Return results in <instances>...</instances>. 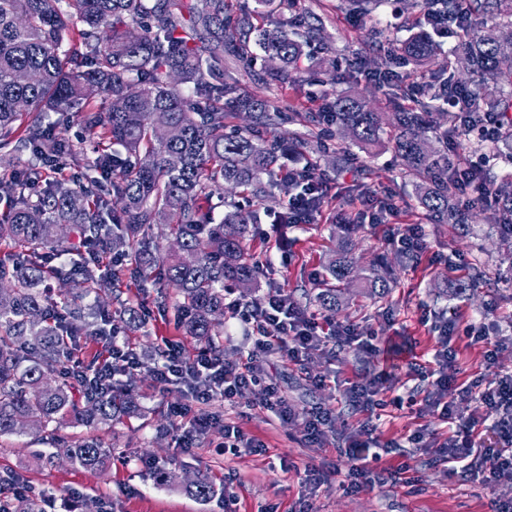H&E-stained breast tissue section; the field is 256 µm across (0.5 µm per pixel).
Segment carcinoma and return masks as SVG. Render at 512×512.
<instances>
[{
  "instance_id": "carcinoma-1",
  "label": "carcinoma",
  "mask_w": 512,
  "mask_h": 512,
  "mask_svg": "<svg viewBox=\"0 0 512 512\" xmlns=\"http://www.w3.org/2000/svg\"><path fill=\"white\" fill-rule=\"evenodd\" d=\"M417 14L440 9L457 18V48L439 58L435 31L407 19L413 33L385 47V65L405 64L415 71L438 72L452 80L457 65L470 73L469 112H512V68L498 61V45L512 41V0H413ZM322 26L320 17L261 26L248 11L228 12L226 0H0V148L17 163L0 171V198L8 201L0 215V239L13 249L0 256V438L31 434L49 445L39 453L44 467L64 458L96 473L106 470L112 451L97 437L70 435L66 426L112 425L140 411L135 388L112 382L106 390L80 386L65 376L64 364L84 336L98 349L108 345L106 325L129 311L117 288L124 270L107 268L93 249L126 246L131 254L152 260L147 275L158 288L156 302L186 312L187 335L218 355L224 327V288L257 287L261 269L250 257L255 225L273 185H300L284 160L326 151L316 140L278 129L300 121L323 131L336 123L365 150L384 146L400 159L406 175L416 179L418 203L430 224L453 223L462 238L471 234L468 218L454 207L448 181V155L435 143L448 130L430 98L413 99L406 78L388 84L401 102L394 121L385 122L355 89L336 92L330 114L277 108L241 91L234 78L214 89L209 79L224 70V55L236 69L250 73L254 49L278 59V66L257 74L269 80L296 82L304 46ZM132 28L139 40H128ZM59 115L58 124L77 118L97 149L94 167L112 170V179L50 176V164L62 154L81 151L42 114ZM239 112L252 119L244 130L226 131ZM439 133L430 139L426 132ZM143 155L132 164L116 150ZM226 184L250 197L256 208L228 210L219 222L210 217L212 188ZM500 223L512 225V176L498 188ZM164 225L180 251L161 254L154 226ZM337 250L318 284L316 302L325 312L344 302L340 283L359 282L372 298L391 288L387 272L375 267L356 277L353 234L344 221ZM75 252L77 262L50 265L49 256ZM81 276V288L56 299L50 279L67 282ZM109 285V300L98 291ZM94 297L89 304L87 299ZM157 483L179 489L199 502L216 494L212 480H193L176 468H161Z\"/></svg>"
}]
</instances>
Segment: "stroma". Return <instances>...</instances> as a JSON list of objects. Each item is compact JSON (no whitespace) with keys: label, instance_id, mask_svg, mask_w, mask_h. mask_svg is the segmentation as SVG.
<instances>
[{"label":"stroma","instance_id":"stroma-1","mask_svg":"<svg viewBox=\"0 0 512 512\" xmlns=\"http://www.w3.org/2000/svg\"><path fill=\"white\" fill-rule=\"evenodd\" d=\"M297 9L319 15L323 24L311 43V57L302 62L301 82L261 83L240 71L236 79L257 98L301 112L321 111L324 100L354 82L360 91L371 94L379 111H388L384 91L374 90L366 77L380 61L370 34L379 28L384 38L406 39L410 31L402 22L412 13L410 0H382L375 12L358 20L348 14L342 0H299ZM314 174L335 185V199L324 206L322 218L315 223L285 228L273 222L272 215L284 200L280 189H273L265 203L269 214L251 245L255 258L266 268L248 300L265 301L276 288L300 300L314 290L338 239L329 217L353 215L363 195L395 204L402 224L421 223L415 184L404 176L391 150L376 148L366 153L352 146L350 139L339 137L328 155L318 159ZM472 224L473 235L462 238L453 225L421 223L429 250L415 260L406 259L403 250L390 244V224L358 229L359 271H366L375 258H385L395 276L394 286L385 298L369 299L360 296L357 285H348L346 303L335 319L371 328L376 350L360 354L347 349L331 360L314 357L301 369L274 363L271 371L287 391L295 418L283 421L258 408L262 389L256 386L234 401H214L210 410L218 415V423L197 437L190 450L180 453L170 430L169 409L186 404V397L174 387L160 391L146 370L137 369L127 378L139 394L141 416L113 427L79 429L80 434L111 444L112 465L107 471H86L64 460L53 468H41L35 458L41 444L26 434L0 443V470L14 471L34 486L48 489L55 497V512H81L83 505L98 503L103 504V512H224L223 496L200 502L156 484L155 471L170 466L190 476L203 473L230 483L237 498L236 512H488L491 501L512 502V482L487 487L473 478L451 477L433 464L430 453L403 454L396 449L383 454L380 464L404 468L406 484L353 495L343 487L339 473L347 465L346 458L337 457L332 448L307 443L302 436L301 417L314 407L337 409L336 436H343L354 422L340 408L341 392L330 386L313 388L311 379L333 375L342 380L356 371L377 374L388 367L395 369L414 404L400 410L385 407L378 422L380 441L402 442L420 429L439 440L447 435V425L423 407L426 382L411 372L412 363H428L436 349L435 335L425 322L428 311L452 310L464 321L484 320L512 334V243L492 231L484 217L474 218ZM113 325L147 361L166 338L180 342L185 355L199 349L170 311H153L141 329L129 327L123 319L114 320ZM486 351L480 342L463 346L461 362L449 367V375L487 383L495 374H512V346L497 351L490 370L484 366ZM228 423L266 443L265 454H216ZM313 466L325 472L324 480L314 487L305 482L306 471Z\"/></svg>","mask_w":512,"mask_h":512}]
</instances>
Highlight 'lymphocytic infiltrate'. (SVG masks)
<instances>
[{
	"label": "lymphocytic infiltrate",
	"mask_w": 512,
	"mask_h": 512,
	"mask_svg": "<svg viewBox=\"0 0 512 512\" xmlns=\"http://www.w3.org/2000/svg\"><path fill=\"white\" fill-rule=\"evenodd\" d=\"M411 83L419 95L436 91L438 98L454 115L450 138L461 136L465 139L461 159L452 161L448 166L461 203L493 206L494 194L486 179V171L496 159L491 147L497 142L504 123L502 114L484 112L475 117L464 112L468 89L451 92L447 88L436 87L434 77L416 76ZM225 311L233 326L239 327L244 340L250 344L245 362L225 363L208 351L189 357L178 342L168 339L164 342L161 360L149 365L158 388L164 390L171 385L180 386L200 408L199 413L193 415L183 407L170 411L172 429L182 446L206 433L216 423V416L204 413L205 405L219 398L234 399L243 390L254 386L262 387L264 391L261 408L274 412L282 420L294 418L295 412L287 396L267 370L271 359L300 367L315 354L331 355L345 347L360 352L374 348L373 336L367 329L336 323L329 316L316 317L279 291L270 293L262 305L240 297L231 298L225 303ZM433 330L438 339L434 367L417 364L412 371L428 381L425 405L436 412L450 430L447 441L441 445L434 459L435 464L446 466L449 475L477 477L487 486L502 480L512 481V375L496 377L483 387L469 384L459 390L462 398L478 400L496 414L493 427L511 452L494 470L486 472L482 469L480 428L485 423L482 415L475 412L461 416L453 403L447 400L448 388L454 382L448 374V367L458 363L460 355L458 346L453 343L456 332H463L465 337L495 349L512 338L500 333L490 334L482 322L460 325L455 314L439 321ZM398 389L397 381L391 376L383 374L367 379L357 374L349 379L343 390V398L356 417L348 446L341 451L348 460L345 486L348 493L357 494L377 486L395 487L404 482L401 471L380 467L382 452L391 451L392 446L380 443L376 434L377 411L384 405V394L393 393L394 405L403 403Z\"/></svg>",
	"instance_id": "1"
}]
</instances>
